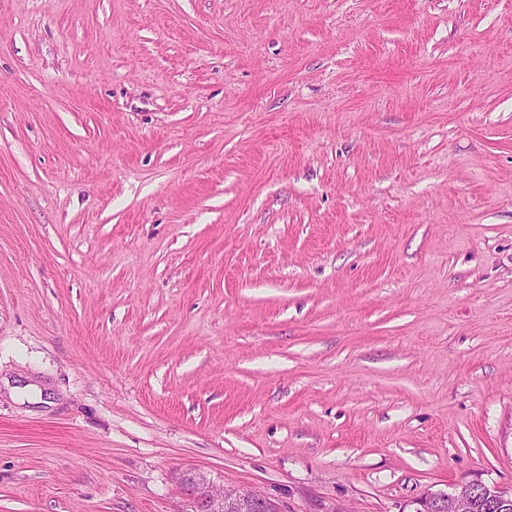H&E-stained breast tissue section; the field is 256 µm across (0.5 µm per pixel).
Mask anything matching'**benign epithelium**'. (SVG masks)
Segmentation results:
<instances>
[{
    "instance_id": "obj_1",
    "label": "benign epithelium",
    "mask_w": 512,
    "mask_h": 512,
    "mask_svg": "<svg viewBox=\"0 0 512 512\" xmlns=\"http://www.w3.org/2000/svg\"><path fill=\"white\" fill-rule=\"evenodd\" d=\"M187 512H277L271 501L249 492L214 491L203 474L195 475V486L184 487ZM417 512H512V490L482 483H463L451 493L437 492L418 501Z\"/></svg>"
}]
</instances>
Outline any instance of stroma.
<instances>
[{
  "mask_svg": "<svg viewBox=\"0 0 512 512\" xmlns=\"http://www.w3.org/2000/svg\"><path fill=\"white\" fill-rule=\"evenodd\" d=\"M512 487V0H0V512ZM194 483L197 488L183 485L190 502V509L186 510L187 512H239L235 508L246 512H277L272 507V502L261 495L226 489L216 493L203 474H195Z\"/></svg>",
  "mask_w": 512,
  "mask_h": 512,
  "instance_id": "1",
  "label": "stroma"
}]
</instances>
